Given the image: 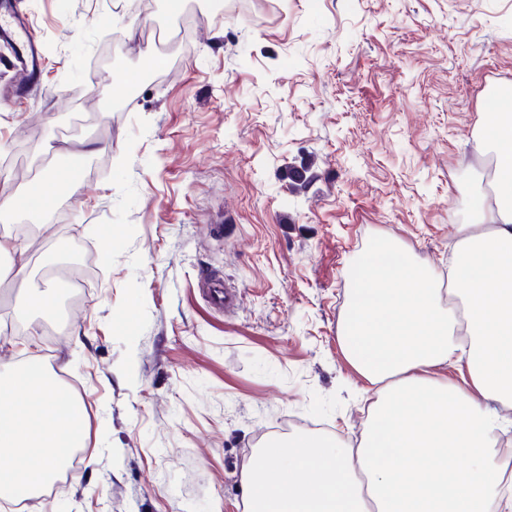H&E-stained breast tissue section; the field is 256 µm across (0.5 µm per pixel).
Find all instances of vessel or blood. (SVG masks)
Here are the masks:
<instances>
[{
  "label": "vessel or blood",
  "instance_id": "vessel-or-blood-1",
  "mask_svg": "<svg viewBox=\"0 0 512 512\" xmlns=\"http://www.w3.org/2000/svg\"><path fill=\"white\" fill-rule=\"evenodd\" d=\"M0 45L12 52L11 70L15 85L28 90L38 85L40 70L39 40L25 15L13 0H0Z\"/></svg>",
  "mask_w": 512,
  "mask_h": 512
}]
</instances>
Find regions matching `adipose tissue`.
I'll use <instances>...</instances> for the list:
<instances>
[{
  "label": "adipose tissue",
  "mask_w": 512,
  "mask_h": 512,
  "mask_svg": "<svg viewBox=\"0 0 512 512\" xmlns=\"http://www.w3.org/2000/svg\"><path fill=\"white\" fill-rule=\"evenodd\" d=\"M496 156L448 262L463 315L443 302L429 265L371 250L356 274L342 343L375 398L358 447L305 434L259 449L241 477L244 512H512V103L487 116ZM453 366L464 384L438 377ZM84 410L25 364L0 376V493L29 496L65 451L84 443Z\"/></svg>",
  "instance_id": "adipose-tissue-1"
}]
</instances>
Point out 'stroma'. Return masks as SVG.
Listing matches in <instances>:
<instances>
[{
    "label": "stroma",
    "mask_w": 512,
    "mask_h": 512,
    "mask_svg": "<svg viewBox=\"0 0 512 512\" xmlns=\"http://www.w3.org/2000/svg\"><path fill=\"white\" fill-rule=\"evenodd\" d=\"M223 2L163 57L165 0H20L43 71L0 97V201L56 181L39 223L0 215L31 226L0 257V372L37 355L85 411L83 459L26 512H242L270 434L357 445L353 264L388 239L447 267L490 188L477 133L512 86V0ZM70 246L89 285L58 324L10 270L46 287Z\"/></svg>",
    "instance_id": "35a3bbf8"
}]
</instances>
